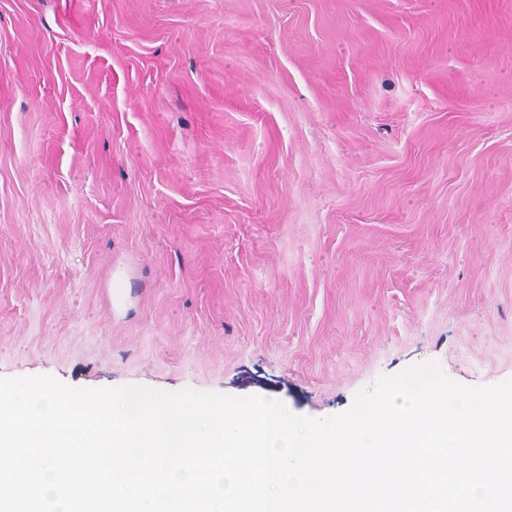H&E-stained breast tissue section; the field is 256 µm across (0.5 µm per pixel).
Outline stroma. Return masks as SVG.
Masks as SVG:
<instances>
[{
	"label": "stroma",
	"instance_id": "obj_1",
	"mask_svg": "<svg viewBox=\"0 0 512 512\" xmlns=\"http://www.w3.org/2000/svg\"><path fill=\"white\" fill-rule=\"evenodd\" d=\"M430 362L512 379V0H0V378Z\"/></svg>",
	"mask_w": 512,
	"mask_h": 512
}]
</instances>
